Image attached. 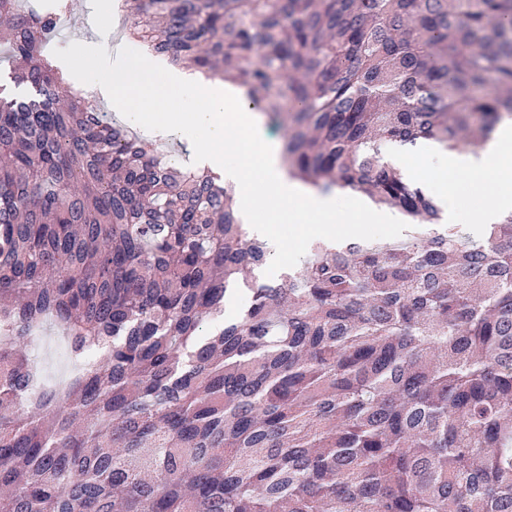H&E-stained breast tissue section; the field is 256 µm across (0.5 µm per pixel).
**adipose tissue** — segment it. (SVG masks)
Returning a JSON list of instances; mask_svg holds the SVG:
<instances>
[{"label": "adipose tissue", "instance_id": "obj_1", "mask_svg": "<svg viewBox=\"0 0 512 512\" xmlns=\"http://www.w3.org/2000/svg\"><path fill=\"white\" fill-rule=\"evenodd\" d=\"M96 72L95 91L115 105L143 107L152 130L202 134L206 145L195 150L193 161L221 175L248 236L272 238L275 224L285 220L315 219L313 234L326 239L339 226L357 236L365 225L401 221L399 214L370 207L359 192L323 193L293 179L281 141L266 136L262 114L234 85L165 69L150 57L132 63L104 54ZM419 150L434 165L429 188L444 221L466 222L475 215L492 224L512 214V119L500 121L481 150L449 151L432 141Z\"/></svg>", "mask_w": 512, "mask_h": 512}]
</instances>
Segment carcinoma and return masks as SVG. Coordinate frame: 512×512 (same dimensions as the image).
<instances>
[{
	"label": "carcinoma",
	"mask_w": 512,
	"mask_h": 512,
	"mask_svg": "<svg viewBox=\"0 0 512 512\" xmlns=\"http://www.w3.org/2000/svg\"><path fill=\"white\" fill-rule=\"evenodd\" d=\"M123 2L132 42L280 119L291 176L417 224L262 280L219 174L59 104L72 0H0V512H512V214L426 230L384 161L512 116V0ZM46 317L95 360L36 391Z\"/></svg>",
	"instance_id": "carcinoma-1"
}]
</instances>
